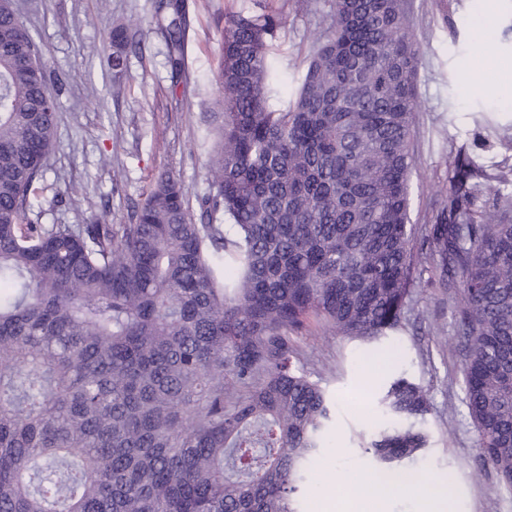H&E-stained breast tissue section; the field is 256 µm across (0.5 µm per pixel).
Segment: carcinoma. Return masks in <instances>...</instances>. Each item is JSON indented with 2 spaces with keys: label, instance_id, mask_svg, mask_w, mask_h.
<instances>
[{
  "label": "carcinoma",
  "instance_id": "obj_1",
  "mask_svg": "<svg viewBox=\"0 0 512 512\" xmlns=\"http://www.w3.org/2000/svg\"><path fill=\"white\" fill-rule=\"evenodd\" d=\"M224 17L217 143L193 212L161 172L128 224L33 218L57 136L41 45L0 0V512H299L331 405L304 370L316 322L370 343L399 330L422 276L454 289L477 475L512 488V193L448 152V198L410 217L420 54L406 0H331L295 99L268 0ZM185 63L184 0H155ZM114 69L140 47L112 28ZM493 193V211L476 203ZM369 448L422 454L432 406L396 378Z\"/></svg>",
  "mask_w": 512,
  "mask_h": 512
}]
</instances>
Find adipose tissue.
Returning <instances> with one entry per match:
<instances>
[{
  "instance_id": "1",
  "label": "adipose tissue",
  "mask_w": 512,
  "mask_h": 512,
  "mask_svg": "<svg viewBox=\"0 0 512 512\" xmlns=\"http://www.w3.org/2000/svg\"><path fill=\"white\" fill-rule=\"evenodd\" d=\"M336 484L343 487L346 497L355 505L354 512H386V502L391 495L409 487H434L444 498L453 495L452 484L447 480L430 481L420 474L396 469H374L355 482H348L345 470H337Z\"/></svg>"
}]
</instances>
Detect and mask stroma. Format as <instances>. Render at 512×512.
I'll use <instances>...</instances> for the list:
<instances>
[{"instance_id":"1","label":"stroma","mask_w":512,"mask_h":512,"mask_svg":"<svg viewBox=\"0 0 512 512\" xmlns=\"http://www.w3.org/2000/svg\"><path fill=\"white\" fill-rule=\"evenodd\" d=\"M154 0H15L24 25L39 39L49 84L59 93L60 123L44 173L40 223L90 224L110 208L125 224L158 173L180 177L191 198L210 190L206 168L213 144L212 74L220 57L224 16L242 0H187L191 27L186 69L172 87L165 40L152 19ZM283 19L278 65L283 83L273 97L282 108L295 96L316 38L330 24V0H271ZM421 51L415 78L421 104L414 144L411 217L417 237L444 207L438 185L448 179L450 149H464L488 173L512 170V151L485 143L479 114L512 120V82L498 67L512 69V0H407ZM132 24L141 40L122 70L106 63L103 44L113 26ZM302 365L333 398L326 447L314 463L357 476L375 469L366 445L386 419L379 398L395 378L429 391L432 412L423 424L430 435L423 455L403 468L452 477L453 502L439 512H512V489L488 494L477 479L478 433L464 402L455 311L437 278L424 274L403 330L363 345L316 327L300 335ZM385 354L384 370L371 371L367 357Z\"/></svg>"}]
</instances>
